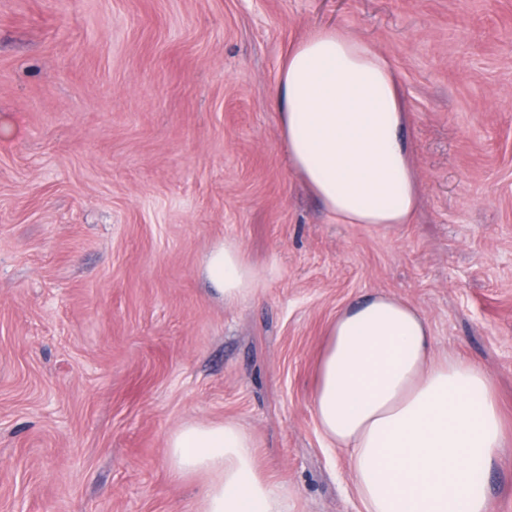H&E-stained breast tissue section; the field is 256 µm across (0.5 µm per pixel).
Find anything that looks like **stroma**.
I'll return each mask as SVG.
<instances>
[{
    "mask_svg": "<svg viewBox=\"0 0 512 512\" xmlns=\"http://www.w3.org/2000/svg\"><path fill=\"white\" fill-rule=\"evenodd\" d=\"M325 26L395 69L410 223H338L288 162L281 59ZM223 242L252 298L203 278ZM376 292L492 381L512 512V0H0V512H198L167 441L224 420L287 512H364L312 400ZM203 274L226 302L252 297L261 279L260 272L246 262L241 248L232 242L211 249L203 263Z\"/></svg>",
    "mask_w": 512,
    "mask_h": 512,
    "instance_id": "1",
    "label": "stroma"
}]
</instances>
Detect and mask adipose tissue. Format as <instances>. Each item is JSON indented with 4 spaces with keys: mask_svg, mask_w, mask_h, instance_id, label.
Returning <instances> with one entry per match:
<instances>
[{
    "mask_svg": "<svg viewBox=\"0 0 512 512\" xmlns=\"http://www.w3.org/2000/svg\"><path fill=\"white\" fill-rule=\"evenodd\" d=\"M276 104L292 167L337 221L410 222L417 185L388 59L342 29L312 30L280 66ZM203 274L228 302L261 279L232 242L211 249ZM328 334L313 410L348 450L365 512H488L504 426L483 369L436 359L427 318L386 294L344 306ZM167 448L176 474L204 477L201 512H284L236 422L186 424Z\"/></svg>",
    "mask_w": 512,
    "mask_h": 512,
    "instance_id": "1",
    "label": "adipose tissue"
}]
</instances>
